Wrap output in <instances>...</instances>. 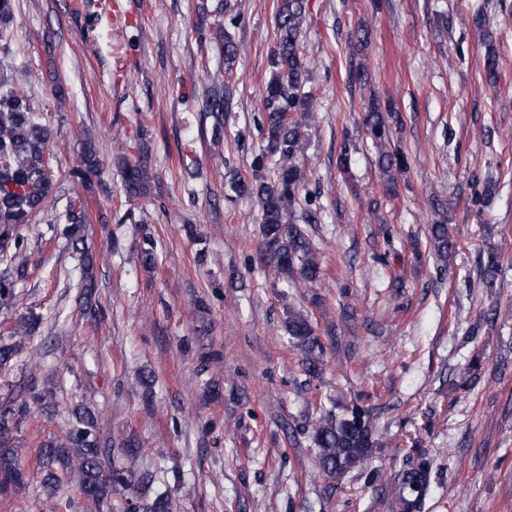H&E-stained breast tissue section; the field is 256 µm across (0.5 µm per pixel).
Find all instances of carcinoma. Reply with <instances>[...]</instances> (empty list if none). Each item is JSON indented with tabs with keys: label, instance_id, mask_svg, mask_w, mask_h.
Masks as SVG:
<instances>
[{
	"label": "carcinoma",
	"instance_id": "1",
	"mask_svg": "<svg viewBox=\"0 0 512 512\" xmlns=\"http://www.w3.org/2000/svg\"><path fill=\"white\" fill-rule=\"evenodd\" d=\"M15 0H0V42L14 18ZM306 20L305 0H277L275 9V42L272 51V72L262 93L263 111L257 119L265 135L267 149L254 155L252 167L261 172L268 158H276L269 175L255 179L252 184L239 186L242 193L259 199L260 231L265 248L258 252L257 261L276 268L282 277L295 284L316 283L322 275V263L305 229L290 222L296 207H303L306 223H317L320 207L306 189L307 176L296 163L304 151L307 129L314 121L311 92L305 91L311 82L310 71L300 50V37ZM214 39L224 53L225 71L233 70L238 55L236 42L223 28L216 27ZM363 123L373 145L379 150V165L389 172L407 166V156L397 150L384 148L389 138V126L384 117L386 108L376 98L364 104ZM54 130L35 112L31 99L16 90L6 75H0V263L6 264L7 275L0 277V307L10 308L15 298L14 279L27 275L31 241L47 237L66 238L73 251L79 254L83 292L82 304L90 317H97L94 299L93 269L96 255L87 241L88 215L74 205L66 211L63 229L56 224L33 223V219L53 206L56 184L51 165ZM104 168L93 139H80L77 163L70 172L73 180L88 182ZM152 179L150 170L140 161L124 160L122 180L130 199L146 197ZM470 205L481 211L490 203L495 186L473 173L469 180ZM434 245L444 259L456 253L457 244L448 237V225L434 224L431 228ZM140 260L145 268L156 264L153 239L143 240ZM482 284L487 294H493L500 268L497 258L487 257L482 267ZM40 327V317L34 314L21 317L10 331V337L29 340ZM287 332L294 346L303 353V370L314 378L322 373L324 348L311 316L303 310L288 313ZM19 354V343L0 342V368L11 365ZM27 398L20 403L7 402L0 410V487L19 488L25 483L23 472L16 466L21 449L14 447L13 430L26 416L30 407L51 413L56 409L55 390L42 385L33 374L26 384ZM317 448L319 471L328 477L367 467L376 442L371 414L355 408L345 417L321 416L311 429ZM121 450L127 466L110 463L112 446ZM140 448L131 437L116 441L101 436L94 413L77 406L68 418L67 440L42 442L37 462L43 478L41 486L49 500H59L62 486H74L91 506L108 501L117 487L128 483L129 476L139 464ZM427 473L422 468L403 470L395 481L392 504L400 512H416L427 493ZM112 512H172L171 502L164 493L143 502L139 496L127 497L112 506Z\"/></svg>",
	"mask_w": 512,
	"mask_h": 512
}]
</instances>
